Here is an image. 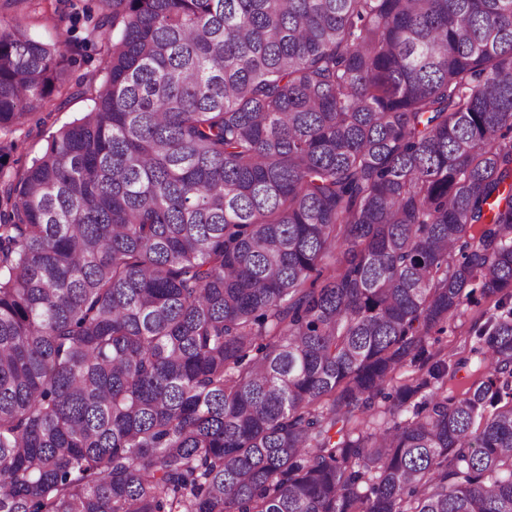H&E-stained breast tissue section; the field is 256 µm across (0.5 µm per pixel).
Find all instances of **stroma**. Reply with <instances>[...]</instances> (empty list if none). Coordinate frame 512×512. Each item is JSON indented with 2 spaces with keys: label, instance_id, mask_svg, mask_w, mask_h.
Here are the masks:
<instances>
[{
  "label": "stroma",
  "instance_id": "obj_1",
  "mask_svg": "<svg viewBox=\"0 0 512 512\" xmlns=\"http://www.w3.org/2000/svg\"><path fill=\"white\" fill-rule=\"evenodd\" d=\"M102 10L101 0H23L16 6L0 7V21L22 24L35 39L55 42L67 37L88 38V51L94 57L89 66L77 57L64 62V94L48 106L46 125L32 127L30 133L21 138L16 152L7 162L8 167L18 169L29 164L41 153L48 133L69 125L90 111L92 101L87 87L91 73L96 69L104 70L108 60L102 42L91 34ZM493 311V302L485 299L463 307L461 314L437 341L448 361L457 360L463 355L465 346L474 344L473 325L484 323Z\"/></svg>",
  "mask_w": 512,
  "mask_h": 512
}]
</instances>
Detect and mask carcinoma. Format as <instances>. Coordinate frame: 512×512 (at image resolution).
Returning a JSON list of instances; mask_svg holds the SVG:
<instances>
[{
  "instance_id": "1",
  "label": "carcinoma",
  "mask_w": 512,
  "mask_h": 512,
  "mask_svg": "<svg viewBox=\"0 0 512 512\" xmlns=\"http://www.w3.org/2000/svg\"><path fill=\"white\" fill-rule=\"evenodd\" d=\"M0 164V512H512V0H102ZM72 40L0 24V161ZM23 3L16 6H6L0 0V20L2 23L19 22L35 39L44 42H55L65 37L84 38L89 35L88 51L94 57L92 66H86L80 56L73 55L72 60L64 62V88L62 96H58L50 106L40 110L47 116L46 126L36 127L34 122L27 136H22L16 152L7 161L11 169H19L38 156L45 143L48 132H54L69 125L80 118L85 112L91 110L93 102L90 92L87 91L91 73L94 67L96 84L104 77L108 57L102 42L95 35H90L95 21L103 10L99 0H49L48 2ZM79 16L76 29L72 27L71 17ZM479 304L465 305L462 313L457 316L448 326V330L438 337V341H434V347L441 348V353L447 358L449 364L453 363L460 356L466 355L470 347L476 341L475 334L472 331L473 325L483 324L492 314H506L512 308V299L508 300L504 308L500 310L494 309V301L481 299L477 293ZM467 345L464 351V346Z\"/></svg>"
}]
</instances>
